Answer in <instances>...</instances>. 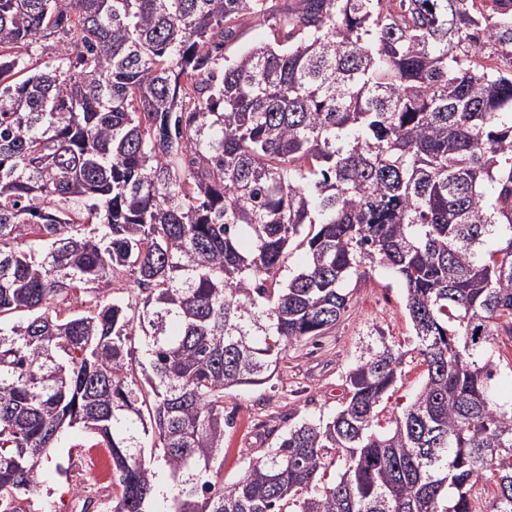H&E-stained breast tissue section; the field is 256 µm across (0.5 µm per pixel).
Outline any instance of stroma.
Wrapping results in <instances>:
<instances>
[{"label": "stroma", "mask_w": 512, "mask_h": 512, "mask_svg": "<svg viewBox=\"0 0 512 512\" xmlns=\"http://www.w3.org/2000/svg\"><path fill=\"white\" fill-rule=\"evenodd\" d=\"M347 311L332 330L288 347L273 378L266 384L226 391L224 405L235 424L224 438V480L235 481L245 462L274 446L288 425L334 414L348 397L347 373L367 347L387 341L404 354L402 376L388 401L384 417L401 413L424 380L405 309L402 282L377 267L350 287ZM95 451L83 431L65 433L42 466V483L29 498L30 512H75L74 495L87 489L99 500L112 493L111 479L96 477Z\"/></svg>", "instance_id": "obj_1"}]
</instances>
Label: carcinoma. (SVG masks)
I'll use <instances>...</instances> for the list:
<instances>
[{
    "instance_id": "carcinoma-1",
    "label": "carcinoma",
    "mask_w": 512,
    "mask_h": 512,
    "mask_svg": "<svg viewBox=\"0 0 512 512\" xmlns=\"http://www.w3.org/2000/svg\"><path fill=\"white\" fill-rule=\"evenodd\" d=\"M252 22L270 42L224 56ZM374 262L405 287L419 392L382 425L402 354L369 347L334 415L224 483V392L335 326ZM123 278L134 301L86 299ZM499 340L512 0H0V512L76 426L112 460L102 512H152L142 434L167 512H475L480 480L512 512Z\"/></svg>"
}]
</instances>
